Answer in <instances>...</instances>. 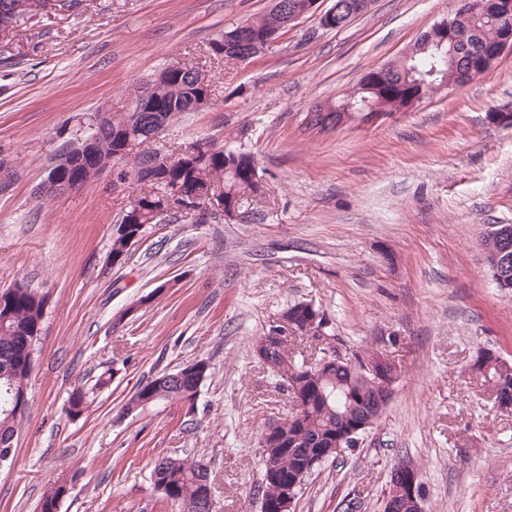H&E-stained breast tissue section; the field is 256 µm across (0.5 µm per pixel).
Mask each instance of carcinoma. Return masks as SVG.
I'll use <instances>...</instances> for the list:
<instances>
[{"label": "carcinoma", "mask_w": 512, "mask_h": 512, "mask_svg": "<svg viewBox=\"0 0 512 512\" xmlns=\"http://www.w3.org/2000/svg\"><path fill=\"white\" fill-rule=\"evenodd\" d=\"M483 7L476 13H466L455 27V47L432 44L421 49L409 61L392 64L395 72L383 82L367 83L362 95L390 112L419 93L415 83L420 79L442 82L445 77L466 74L471 67L488 58L501 37L512 30V14L499 11L498 0H481ZM32 14L29 0H0V22L11 26L17 20ZM283 18L274 11L255 16L242 27L245 44L235 50L224 48V36L211 41L210 54L222 61L240 51H247L258 43L266 46L267 38L281 30ZM198 68L176 62L166 67L154 79L138 87L132 108H110L102 111L99 123L96 159L81 171L67 167L69 156L79 147L72 139L66 148L48 160L50 172L59 171L68 177L75 175L87 183L99 177L120 160L125 141L122 136L132 132V141L141 145L151 141L155 119L172 121L183 112L196 111L195 103L210 99L211 86L202 90L197 86ZM151 90L149 102L144 93ZM336 104L326 103L325 111L307 114V125L326 130L335 121ZM195 161L162 160L155 170L145 173L136 166L123 171L131 183L142 184L148 191L140 194L143 206L133 218L122 215L112 237L111 254L127 257L131 240H141L148 225L154 223L155 200L166 193V188L177 184L187 195L204 199L210 189L218 186L224 195V204L244 205L263 194L262 175L259 174L254 155L233 137L222 140L204 137L193 141ZM508 228L504 240L511 248L512 224H496L482 242L483 250H502L501 240L494 234L497 229ZM45 297L27 285L16 282L0 289V443L13 439L26 410L11 407L14 396L28 392L27 380L32 369L34 346L40 337ZM364 359L355 364H332L320 371L300 372L298 398L301 410L293 420L281 428L277 439L262 447L260 463L262 503L274 512L287 495L296 498L302 490L303 472L308 463L326 448L336 447V427L341 418L349 415L372 428L382 415L378 402L379 386L375 378L362 370ZM476 371L492 389L505 394L512 390V364L489 357L478 356ZM194 384L187 376L182 384H168L163 375H157L140 386L128 399L125 409H139L147 404L184 403ZM90 406L89 392L78 386L68 399L67 413L78 416ZM202 457H162L155 461L151 479L162 497L173 502L194 501L211 489L210 473L202 470ZM73 477L60 476L42 494L38 512H58L62 491Z\"/></svg>", "instance_id": "carcinoma-1"}]
</instances>
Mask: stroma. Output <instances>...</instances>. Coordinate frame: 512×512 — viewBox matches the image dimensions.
<instances>
[{
    "label": "stroma",
    "mask_w": 512,
    "mask_h": 512,
    "mask_svg": "<svg viewBox=\"0 0 512 512\" xmlns=\"http://www.w3.org/2000/svg\"><path fill=\"white\" fill-rule=\"evenodd\" d=\"M271 0H53L0 33V158H23L0 193V288L46 298L16 462L0 471V512H36L79 471L58 512H179L153 487L155 460L208 461L214 512H261L260 433L293 402L253 341L296 302L323 313L343 354L375 352L400 379L358 445L305 481L292 512H336L347 494L380 512L391 469L420 470L427 512H512V412L472 371L480 352L512 361V294L481 241L512 224V58L468 85L369 126L310 129L336 101L399 59L454 0H374L346 29L309 16L258 57L223 63L212 39ZM213 77L208 108L174 119L160 153L232 134L253 152L264 198L236 216L148 225L111 265L119 215L141 192L111 173L47 198L49 158L93 112L133 96L173 62ZM207 359L194 410L123 407L152 377ZM112 380L95 383L104 371ZM93 389L81 417L64 407ZM74 477L75 474H72L70 477H58L57 480H55L43 492L42 497L38 503L37 510L39 512H58L62 491L66 485H69L68 481L72 482Z\"/></svg>",
    "instance_id": "1"
}]
</instances>
